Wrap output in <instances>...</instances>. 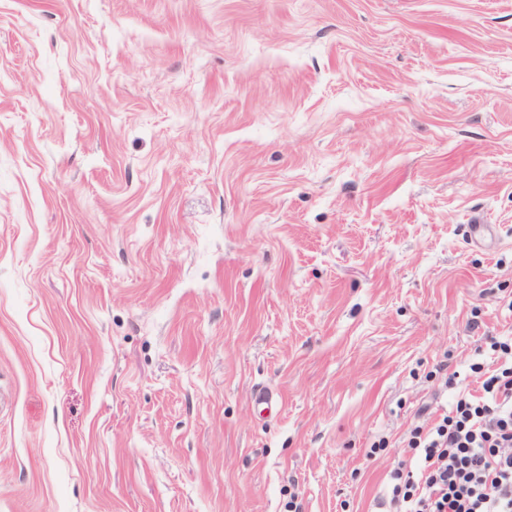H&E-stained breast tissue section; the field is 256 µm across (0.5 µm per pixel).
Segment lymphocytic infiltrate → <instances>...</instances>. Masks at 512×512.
<instances>
[{"label": "lymphocytic infiltrate", "mask_w": 512, "mask_h": 512, "mask_svg": "<svg viewBox=\"0 0 512 512\" xmlns=\"http://www.w3.org/2000/svg\"><path fill=\"white\" fill-rule=\"evenodd\" d=\"M486 343L497 368L411 430L410 459L390 475L388 512H512V338Z\"/></svg>", "instance_id": "obj_1"}]
</instances>
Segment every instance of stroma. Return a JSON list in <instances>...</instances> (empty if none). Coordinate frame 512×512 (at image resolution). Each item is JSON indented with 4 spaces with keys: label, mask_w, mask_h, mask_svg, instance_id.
I'll return each instance as SVG.
<instances>
[{
    "label": "stroma",
    "mask_w": 512,
    "mask_h": 512,
    "mask_svg": "<svg viewBox=\"0 0 512 512\" xmlns=\"http://www.w3.org/2000/svg\"><path fill=\"white\" fill-rule=\"evenodd\" d=\"M489 334L512 0H0V512H385Z\"/></svg>",
    "instance_id": "stroma-1"
}]
</instances>
